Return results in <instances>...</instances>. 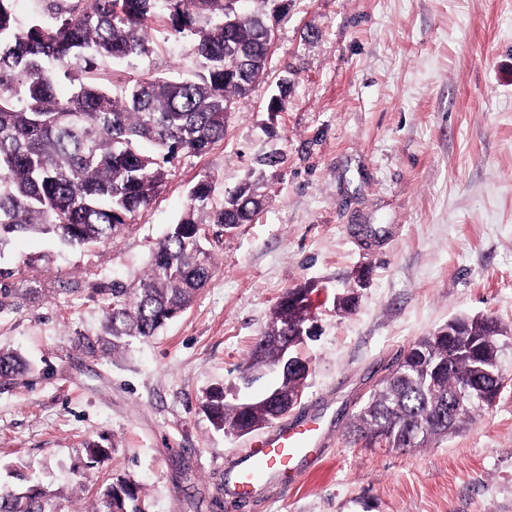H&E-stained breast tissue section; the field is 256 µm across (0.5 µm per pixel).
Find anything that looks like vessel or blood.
<instances>
[{
	"mask_svg": "<svg viewBox=\"0 0 512 512\" xmlns=\"http://www.w3.org/2000/svg\"><path fill=\"white\" fill-rule=\"evenodd\" d=\"M323 440L321 425L313 415L259 437L252 451L239 463L228 495L245 504L258 492L264 477H291L299 465L314 467Z\"/></svg>",
	"mask_w": 512,
	"mask_h": 512,
	"instance_id": "1",
	"label": "vessel or blood"
}]
</instances>
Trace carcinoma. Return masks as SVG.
Returning a JSON list of instances; mask_svg holds the SVG:
<instances>
[{"instance_id": "cac0c4a2", "label": "carcinoma", "mask_w": 512, "mask_h": 512, "mask_svg": "<svg viewBox=\"0 0 512 512\" xmlns=\"http://www.w3.org/2000/svg\"><path fill=\"white\" fill-rule=\"evenodd\" d=\"M0 0V243L13 233L52 234L77 245L115 239L130 219L147 209L165 185L170 167L184 155L202 156L224 137L228 113L264 74L275 32L262 12H240L229 0H46L52 22L18 25L12 3ZM165 38L187 39L195 68L188 75L146 69L104 85L98 67L117 66L154 52L151 25ZM72 86L64 99L55 87ZM212 182L191 188L187 208L157 243L139 287L112 283L106 317L112 340L105 354L128 338L156 335L184 313L212 277L204 225L226 229L251 223L261 203L251 186L211 203ZM488 315L465 318L463 335L424 336L408 349L360 408L350 433L367 445L422 448L460 429L499 394L492 377L507 331L485 335ZM304 310L279 301L243 373L255 375L294 350L306 326ZM25 362L0 351V381H14ZM308 377V366L280 383L290 392ZM471 400L450 414L451 400ZM213 425L257 429L276 419L255 402L248 418L224 403V392L207 395ZM122 496L105 489L93 512H146L136 487ZM0 512H46L35 494L0 492Z\"/></svg>"}]
</instances>
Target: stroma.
<instances>
[{
	"instance_id": "obj_1",
	"label": "stroma",
	"mask_w": 512,
	"mask_h": 512,
	"mask_svg": "<svg viewBox=\"0 0 512 512\" xmlns=\"http://www.w3.org/2000/svg\"><path fill=\"white\" fill-rule=\"evenodd\" d=\"M274 27L223 140L180 158L123 234L91 246L13 234L0 247V350L29 364L0 382V489L36 493L48 512H90L125 479L147 512H512V382L426 448H368L349 432L391 366L449 319L490 315L512 331V0H288ZM154 40L148 63L104 73L192 69L184 41ZM266 152L282 163L259 170ZM205 175L217 207L251 182L259 214L207 226L215 272L185 313L89 352L113 282L138 287ZM301 287L309 375L287 418L321 414L323 458L240 509L224 489L254 437L216 430L205 395L220 387L233 404L268 388L275 373L247 390L240 370ZM346 295L354 307L337 309ZM90 442L109 456L89 462Z\"/></svg>"
}]
</instances>
